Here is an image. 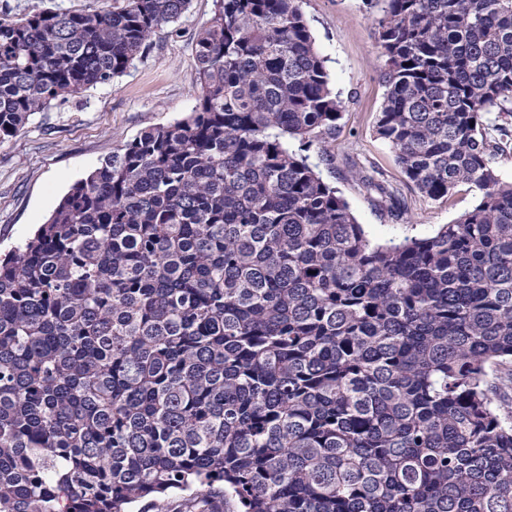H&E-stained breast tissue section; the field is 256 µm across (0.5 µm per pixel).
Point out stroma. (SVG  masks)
Masks as SVG:
<instances>
[{
    "label": "stroma",
    "instance_id": "obj_1",
    "mask_svg": "<svg viewBox=\"0 0 512 512\" xmlns=\"http://www.w3.org/2000/svg\"><path fill=\"white\" fill-rule=\"evenodd\" d=\"M315 45L343 102L331 155L321 161L325 182L348 202L357 222L379 240L426 235L471 209L475 189L459 185L448 199L418 192L375 131L388 86L370 0H303ZM216 0H191L177 24L153 33L149 48L111 84L53 102L16 135L0 140V255L24 243L71 185L119 152L143 130L192 111L199 95L194 38L208 25ZM379 173L397 187L408 208L396 212L361 180Z\"/></svg>",
    "mask_w": 512,
    "mask_h": 512
}]
</instances>
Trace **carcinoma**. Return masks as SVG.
I'll return each mask as SVG.
<instances>
[{
    "label": "carcinoma",
    "mask_w": 512,
    "mask_h": 512,
    "mask_svg": "<svg viewBox=\"0 0 512 512\" xmlns=\"http://www.w3.org/2000/svg\"><path fill=\"white\" fill-rule=\"evenodd\" d=\"M189 2L1 9L0 140ZM381 2L376 133L424 197L476 204L373 239L305 155L342 102L302 0H217L190 115L0 259V512H512V0Z\"/></svg>",
    "instance_id": "obj_1"
}]
</instances>
